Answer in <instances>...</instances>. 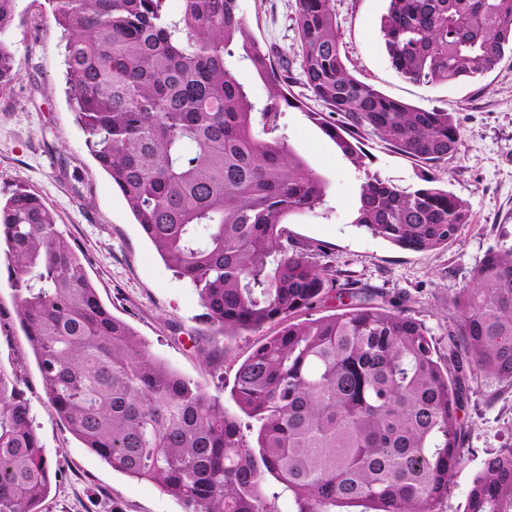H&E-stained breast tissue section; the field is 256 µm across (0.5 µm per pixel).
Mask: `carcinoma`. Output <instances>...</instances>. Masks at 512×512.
Segmentation results:
<instances>
[{
    "label": "carcinoma",
    "instance_id": "carcinoma-1",
    "mask_svg": "<svg viewBox=\"0 0 512 512\" xmlns=\"http://www.w3.org/2000/svg\"><path fill=\"white\" fill-rule=\"evenodd\" d=\"M67 36L66 82L86 146L158 254L197 291L210 335L284 327L238 367L233 395L257 422L250 445L217 397L157 358L99 299L55 212L20 189L0 203L19 324L50 405L113 469L156 485L186 512H443L464 463L460 412L472 384H512V248L490 250L448 299L444 351L402 303L344 291L338 312L293 322L333 289L328 269L288 248L286 216L316 209L326 183L268 137L290 92L288 65L252 37L238 0H49ZM16 0H0V87L19 77L7 44ZM309 112L363 174L353 223L409 251L471 223L469 202L434 178L403 188L368 168L366 133L437 163L458 151L451 112L389 98L348 68L332 0H294ZM397 73L425 85L496 69L512 53V0H388L379 28ZM266 84L258 104L231 68ZM336 116L330 120V116ZM262 126L266 137L255 132ZM211 364L218 346L196 341ZM52 465L18 380L0 368V512H39ZM512 508V447L489 454L464 512Z\"/></svg>",
    "mask_w": 512,
    "mask_h": 512
}]
</instances>
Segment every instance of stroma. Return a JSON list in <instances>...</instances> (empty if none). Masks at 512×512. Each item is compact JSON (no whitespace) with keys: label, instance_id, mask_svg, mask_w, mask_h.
<instances>
[{"label":"stroma","instance_id":"obj_1","mask_svg":"<svg viewBox=\"0 0 512 512\" xmlns=\"http://www.w3.org/2000/svg\"><path fill=\"white\" fill-rule=\"evenodd\" d=\"M386 7L387 0H333L349 69L388 97L456 113L462 138L455 155L425 164L367 135L363 143L369 169L403 187L419 184L424 175L436 177L469 202L472 222L457 240L428 252L396 248L357 227L353 211L362 176L309 118V111L322 109L310 99L305 109L282 112L277 132L327 182L326 202L315 211L289 215L284 228L289 248L313 254L333 274L336 288L406 297L411 315L443 344L456 318L449 297L468 281L488 250L512 248V55H505L492 72L467 81L426 86L405 80L379 35ZM239 10L252 36L286 56L290 76H298L294 0H239ZM50 20L45 0H17L9 48L21 72L0 90V199L19 188L43 196L65 237L86 255L87 274L101 302L156 357L219 397L226 411L237 413L230 390L239 365L281 325L242 333L225 343L218 361H203L195 347L196 338L208 331L199 296L164 263L90 155L68 103L64 47ZM0 367L17 370L57 472L40 512H184L181 502L113 470L68 431L47 400L4 272ZM461 418L468 430L465 461L452 479L443 512H463L487 454L512 446V386L476 388Z\"/></svg>","mask_w":512,"mask_h":512}]
</instances>
